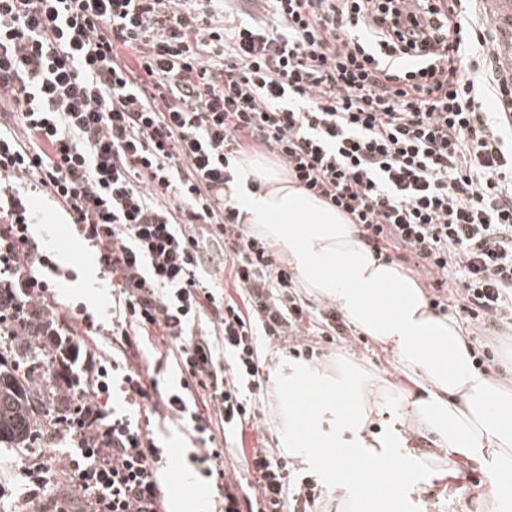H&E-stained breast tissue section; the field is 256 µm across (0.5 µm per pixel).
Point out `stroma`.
<instances>
[{"instance_id": "35a3bbf8", "label": "stroma", "mask_w": 512, "mask_h": 512, "mask_svg": "<svg viewBox=\"0 0 512 512\" xmlns=\"http://www.w3.org/2000/svg\"><path fill=\"white\" fill-rule=\"evenodd\" d=\"M33 206L37 222L44 226V244L64 264L74 266L79 272L78 279L61 278L56 281L60 298L68 302H83L89 309L108 313L112 304V287L97 279L95 257L79 249L66 248L65 243L72 239L73 232L66 226L64 215L48 199L35 196ZM461 328L477 357L482 359L483 370L497 373L512 362V329L491 323L478 328L466 322L462 323ZM307 343L313 351L312 362L327 363L341 355L382 374L394 386L401 388L407 383L406 376L391 354L380 350L357 328H347L344 335L330 342L321 336H311ZM266 354L261 368L265 385L257 398L263 430L259 433L247 431L244 444L250 449L258 441H265L271 452L281 457L285 451L281 446L276 417L279 399L269 379L279 362L292 358L293 352L290 342L279 340L267 345ZM25 455V450L20 448H0V495L4 496L14 512H39L38 505L22 500L25 479L19 469ZM480 477L476 468L463 464L444 481L432 485L421 479L411 482L394 512H480V493L470 488L472 480ZM162 479L170 488L172 512H212L214 505L210 488L194 482L180 465L163 471Z\"/></svg>"}]
</instances>
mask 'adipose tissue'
I'll return each instance as SVG.
<instances>
[{
  "instance_id": "1",
  "label": "adipose tissue",
  "mask_w": 512,
  "mask_h": 512,
  "mask_svg": "<svg viewBox=\"0 0 512 512\" xmlns=\"http://www.w3.org/2000/svg\"><path fill=\"white\" fill-rule=\"evenodd\" d=\"M236 168L231 197L251 233L287 254L307 295L334 303L391 350L417 388L401 398L341 356L331 366L284 362L273 377L282 447L342 471L343 512H387L416 475L441 481L463 462L484 475V512H512V389L476 367L460 325L436 314L418 282L379 259L345 216L256 159L242 157ZM394 402L413 432L435 442L436 457L401 459L398 433L368 438L372 415Z\"/></svg>"
}]
</instances>
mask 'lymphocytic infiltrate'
I'll return each instance as SVG.
<instances>
[{
    "label": "lymphocytic infiltrate",
    "mask_w": 512,
    "mask_h": 512,
    "mask_svg": "<svg viewBox=\"0 0 512 512\" xmlns=\"http://www.w3.org/2000/svg\"><path fill=\"white\" fill-rule=\"evenodd\" d=\"M249 2L246 21L199 0H0V335L57 386L22 466L46 512H166L155 418L200 443L215 512H317V483L267 446L250 484L223 465L258 426L259 337L346 329L245 230L226 191L250 149L411 264L433 307L512 322V79L479 0ZM39 191L96 251L111 324L52 288L75 272L34 238Z\"/></svg>",
    "instance_id": "f902f5d3"
}]
</instances>
